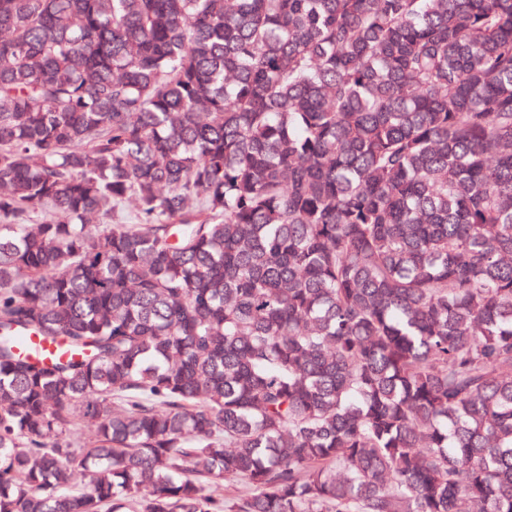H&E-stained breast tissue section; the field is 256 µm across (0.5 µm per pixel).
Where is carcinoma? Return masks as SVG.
Instances as JSON below:
<instances>
[{
	"label": "carcinoma",
	"mask_w": 512,
	"mask_h": 512,
	"mask_svg": "<svg viewBox=\"0 0 512 512\" xmlns=\"http://www.w3.org/2000/svg\"><path fill=\"white\" fill-rule=\"evenodd\" d=\"M469 506L512 512V0H0V512Z\"/></svg>",
	"instance_id": "cac0c4a2"
}]
</instances>
